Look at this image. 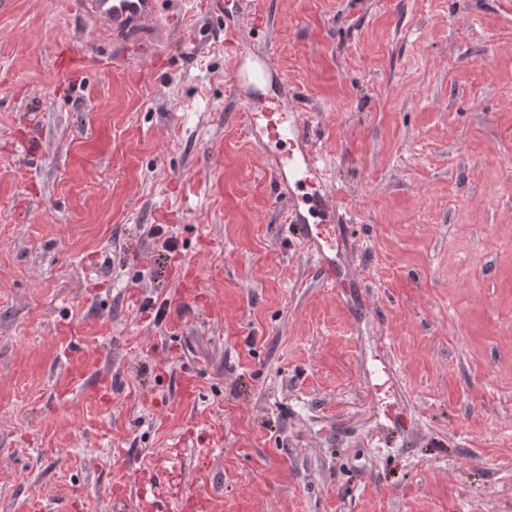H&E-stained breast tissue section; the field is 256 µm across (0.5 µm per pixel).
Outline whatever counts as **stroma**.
I'll return each instance as SVG.
<instances>
[{
  "label": "stroma",
  "instance_id": "35a3bbf8",
  "mask_svg": "<svg viewBox=\"0 0 512 512\" xmlns=\"http://www.w3.org/2000/svg\"><path fill=\"white\" fill-rule=\"evenodd\" d=\"M78 3L0 0V512H137L153 475L209 512H512V4L161 0L169 46L70 76ZM228 24L310 116L348 292ZM271 53L239 46L228 60L227 82L230 90L241 97L243 85L253 93L241 97L248 107L247 133L255 145L268 153L272 184L279 198L293 204L288 211V224L295 228L307 251L317 257L337 288H353L341 276L336 260L329 255L315 231L314 215L333 224H347L340 212L337 194L330 199V178L325 158L316 150L306 111L280 82L270 95L262 93L271 68Z\"/></svg>",
  "mask_w": 512,
  "mask_h": 512
}]
</instances>
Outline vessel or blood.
Segmentation results:
<instances>
[{"label":"vessel or blood","mask_w":512,"mask_h":512,"mask_svg":"<svg viewBox=\"0 0 512 512\" xmlns=\"http://www.w3.org/2000/svg\"><path fill=\"white\" fill-rule=\"evenodd\" d=\"M80 12L88 20L90 39L85 49H93L98 37L113 47L139 45L151 50L166 47L175 35L169 19L159 15L157 0H81ZM271 67L270 55L237 47L228 60L227 82L233 92L250 87L247 133L268 155V167L278 197L290 200L288 222L295 228L307 251L317 257L337 287H350L339 267L322 244L314 227L320 216L335 224L346 223L336 200L330 199V178L325 158L316 150L306 111L298 105L285 84L269 95L262 88ZM140 512H169L152 485L137 491Z\"/></svg>","instance_id":"obj_1"}]
</instances>
